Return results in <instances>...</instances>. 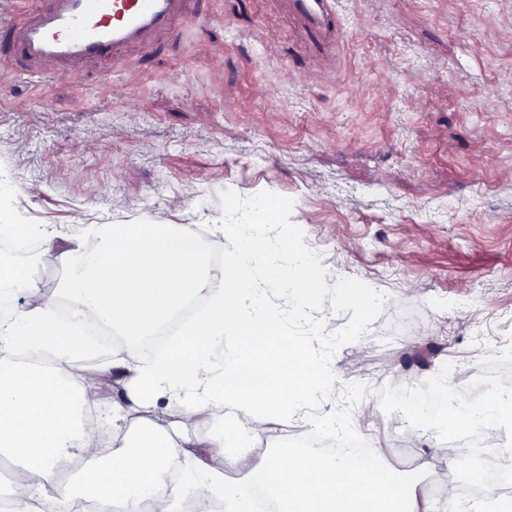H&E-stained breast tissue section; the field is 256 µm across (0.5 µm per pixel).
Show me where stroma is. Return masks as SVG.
<instances>
[{
	"instance_id": "35a3bbf8",
	"label": "stroma",
	"mask_w": 512,
	"mask_h": 512,
	"mask_svg": "<svg viewBox=\"0 0 512 512\" xmlns=\"http://www.w3.org/2000/svg\"><path fill=\"white\" fill-rule=\"evenodd\" d=\"M345 36L317 53L288 0H184L174 29L19 81L0 52V201L20 224L220 221L266 198L324 261L337 374L386 365L369 435L427 487L434 429L387 393L452 360L485 370L512 341V0H339ZM206 11L194 29L190 19ZM390 307L340 306L342 286ZM485 333L471 338L472 324ZM419 430L392 451L395 417Z\"/></svg>"
}]
</instances>
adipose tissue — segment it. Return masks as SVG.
<instances>
[{
	"mask_svg": "<svg viewBox=\"0 0 512 512\" xmlns=\"http://www.w3.org/2000/svg\"><path fill=\"white\" fill-rule=\"evenodd\" d=\"M263 202H244L223 223L199 233L178 224H0V239L37 241L39 252L16 277L11 259H0V457L19 462L10 512H78L98 482L138 512L151 500L154 512H181L186 499L207 507L221 498L224 512H251L250 486L229 483L237 467L267 478L279 512H471L456 493L433 496L421 481L395 476L388 451L369 440V465L298 451L290 465L278 457L256 464L248 444L267 435L270 417L308 415L317 427L330 416L309 411L313 389L333 385L330 345L323 322L308 336L285 340L288 308L267 300L268 289L288 293L289 307L303 309V295L320 287L323 273L302 241L279 223L259 224ZM224 264H211L217 250ZM62 268L63 294L75 320L94 319L121 339L111 364L84 376L78 362L84 336L57 318L44 290L46 268ZM194 300L206 308L167 347L143 355L144 341ZM261 370L264 386L238 384ZM121 385L102 415H84L90 391L103 378ZM503 395H492L466 414L449 410L443 427L476 432L485 453L501 443ZM149 418H140L141 409ZM108 433L111 454L94 435ZM81 457L80 482L69 494L56 480ZM182 468L184 479L167 476Z\"/></svg>",
	"mask_w": 512,
	"mask_h": 512,
	"instance_id": "adipose-tissue-1",
	"label": "adipose tissue"
}]
</instances>
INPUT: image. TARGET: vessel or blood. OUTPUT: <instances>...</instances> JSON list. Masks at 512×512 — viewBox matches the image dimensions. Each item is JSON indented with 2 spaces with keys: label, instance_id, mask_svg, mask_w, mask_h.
I'll return each instance as SVG.
<instances>
[{
  "label": "vessel or blood",
  "instance_id": "b4317fda",
  "mask_svg": "<svg viewBox=\"0 0 512 512\" xmlns=\"http://www.w3.org/2000/svg\"><path fill=\"white\" fill-rule=\"evenodd\" d=\"M181 0H41L25 20L8 25L16 55L31 63L62 64L97 58L166 30ZM310 39L324 46L338 27L335 0H291Z\"/></svg>",
  "mask_w": 512,
  "mask_h": 512
}]
</instances>
